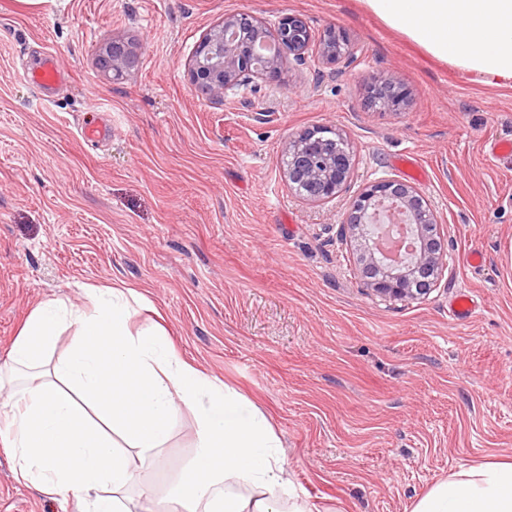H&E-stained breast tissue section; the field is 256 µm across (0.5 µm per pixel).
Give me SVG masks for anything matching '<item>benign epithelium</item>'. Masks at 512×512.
<instances>
[{"label": "benign epithelium", "instance_id": "7a95c632", "mask_svg": "<svg viewBox=\"0 0 512 512\" xmlns=\"http://www.w3.org/2000/svg\"><path fill=\"white\" fill-rule=\"evenodd\" d=\"M273 47L269 56H260L257 42ZM288 49V54L281 49ZM317 54L322 60L334 63L352 57L348 44L330 32L323 40L315 39L305 21L294 16L281 18L268 27L245 13L224 16L200 39L188 62L191 85L203 90L211 99L224 101L228 94L254 77L276 79L291 61L302 62ZM98 58L106 62L103 72L120 80L138 59L137 45L113 39L104 42ZM381 93L374 95L377 108L396 112L404 103V93L390 81L375 84ZM301 132L286 146L284 178L291 190L305 200L325 203L336 199L348 187L354 158L351 150L322 155L308 148ZM398 198L410 217V224L420 247L407 257L400 269L386 267L374 250L373 241L379 225L366 224L361 218V206L374 199ZM352 236L361 240L358 256L361 277L368 290L384 300H416L428 295L448 269L447 248L439 231V219L426 199L414 187L393 179H381L370 184L352 201L344 221Z\"/></svg>", "mask_w": 512, "mask_h": 512}]
</instances>
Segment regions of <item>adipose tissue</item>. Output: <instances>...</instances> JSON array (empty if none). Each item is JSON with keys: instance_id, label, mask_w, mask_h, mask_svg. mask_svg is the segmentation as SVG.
<instances>
[{"instance_id": "obj_1", "label": "adipose tissue", "mask_w": 512, "mask_h": 512, "mask_svg": "<svg viewBox=\"0 0 512 512\" xmlns=\"http://www.w3.org/2000/svg\"><path fill=\"white\" fill-rule=\"evenodd\" d=\"M433 57L512 86V0H365ZM84 302L41 303L28 315L0 377L4 444L18 478L80 512H132L127 449L159 464L175 416L197 421L196 452L168 497L169 512H320L287 478L268 418L236 390L182 360L156 323L134 326L129 288H84ZM69 354L47 363L61 329ZM412 512H512V461L464 469L433 486Z\"/></svg>"}]
</instances>
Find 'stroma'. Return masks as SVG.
Wrapping results in <instances>:
<instances>
[{"label":"stroma","instance_id":"1","mask_svg":"<svg viewBox=\"0 0 512 512\" xmlns=\"http://www.w3.org/2000/svg\"><path fill=\"white\" fill-rule=\"evenodd\" d=\"M230 13L333 27L354 60L308 57L224 102L186 64ZM138 46L118 83L97 64L110 39ZM56 52L49 96L24 75ZM408 92L368 103L376 77ZM112 115L99 142L80 130ZM330 125L350 143V187L327 204L283 178L290 136ZM512 87L428 54L364 0H0V360L39 302L80 304L85 286L127 285L161 313L179 356L271 420L289 476L323 512H411L468 467L512 459ZM411 183L437 210L448 268L422 300L367 295L353 197ZM479 247L481 268L464 253ZM470 292L473 315L451 300ZM196 441L175 419L151 480L166 493ZM0 512H79L17 481L0 449Z\"/></svg>","mask_w":512,"mask_h":512}]
</instances>
